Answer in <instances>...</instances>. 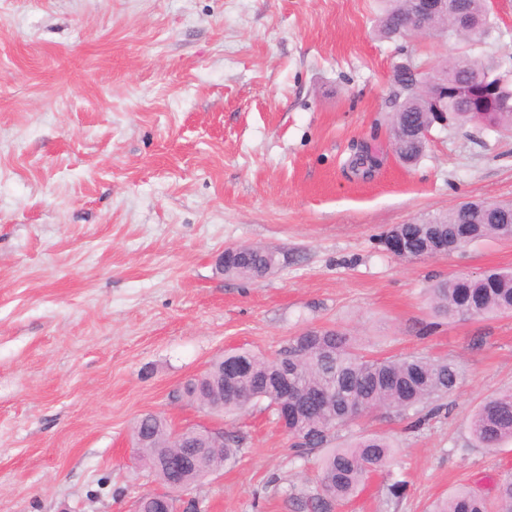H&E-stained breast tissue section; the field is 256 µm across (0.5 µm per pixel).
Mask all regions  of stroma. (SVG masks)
<instances>
[{
	"label": "stroma",
	"mask_w": 512,
	"mask_h": 512,
	"mask_svg": "<svg viewBox=\"0 0 512 512\" xmlns=\"http://www.w3.org/2000/svg\"><path fill=\"white\" fill-rule=\"evenodd\" d=\"M379 0H0V512H134L157 483L132 449L144 414L223 428L233 467L193 489L206 512H302L323 449L298 454L266 402L216 416L181 386L219 356H276L331 328L370 358L453 361L458 385L332 438L395 453L335 512H429L493 495L512 442L471 417L512 391V313L437 316L439 280L512 269V240L404 260L379 235L465 200H512V137L433 126L422 157L392 147L394 66L461 53L512 67V0L489 35L388 39ZM382 158L372 177L356 145ZM275 251L258 280L229 246ZM403 483L401 497L389 488ZM432 512H491L488 497L473 490H459L439 503Z\"/></svg>",
	"instance_id": "stroma-1"
}]
</instances>
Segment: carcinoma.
Wrapping results in <instances>:
<instances>
[{"label":"carcinoma","instance_id":"carcinoma-1","mask_svg":"<svg viewBox=\"0 0 512 512\" xmlns=\"http://www.w3.org/2000/svg\"><path fill=\"white\" fill-rule=\"evenodd\" d=\"M380 19L384 36L402 35L413 0H383ZM490 0H449L443 11L425 16L427 33H443L450 28H470L475 33L490 30ZM473 59L463 54L439 70L448 86L465 88L472 79ZM412 60L393 73L399 99L393 118L395 152L411 163L426 147L420 131L440 122L463 126L475 124L483 130L512 133V70L488 59L482 62L481 82L487 98L448 100L436 98L433 88L415 75ZM391 235L400 237L407 251L422 255L433 246L458 252L485 238H512V208L491 209L481 201H467L410 224H397L381 236L386 243ZM275 255L260 247L240 246L224 255V275L259 279L273 269ZM434 309L440 315L478 317L489 313H512V271H489L477 277L444 279L432 288ZM288 365V384L296 403L288 415V434L301 450L320 448L330 433L345 426L362 413L374 409L404 414L428 407L456 386L455 364L408 355L370 359L357 352L350 339L339 332L314 336L307 332L289 345L280 358L259 357L249 352H231L213 363L197 380L184 386V395L200 404L207 403L209 392L224 391V412L245 409L247 402L265 400L272 408L280 402L281 366ZM472 434L478 445L498 447L512 441V392L485 401L471 420ZM144 447L139 458L156 465L159 456L170 448L171 428L160 417L146 414L140 422ZM239 442L225 440L224 447H207L202 462L182 472L183 481L194 484L218 465L234 464ZM394 453L392 443L382 437H363L347 448H327L321 460L320 484L324 497L312 499L314 512H331L340 503L356 497L368 475L384 469ZM495 510L489 499L473 489L459 490L437 503L433 512H512V475L495 486Z\"/></svg>","mask_w":512,"mask_h":512}]
</instances>
